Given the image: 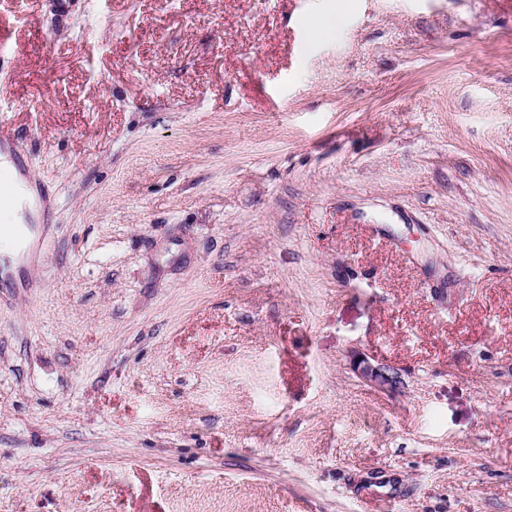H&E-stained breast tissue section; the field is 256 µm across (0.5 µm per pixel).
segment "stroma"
Returning a JSON list of instances; mask_svg holds the SVG:
<instances>
[{"label":"stroma","instance_id":"1","mask_svg":"<svg viewBox=\"0 0 512 512\" xmlns=\"http://www.w3.org/2000/svg\"><path fill=\"white\" fill-rule=\"evenodd\" d=\"M335 3L0 0V512H512V0ZM346 11L336 5L335 9L325 10L317 15L311 26V34L315 40H327L336 34L342 25ZM21 169L0 165V206L13 199L18 193H25V186L20 180ZM20 198L18 199L14 213H3L4 220L6 223L16 224V235L10 240H3L0 242V248L3 251L4 256H11V254H16L19 248L21 247L24 239L27 235V229L25 225L22 223V217L20 216ZM353 368L362 382L379 391L394 392L400 384L399 376L389 366L374 361L364 353L353 355Z\"/></svg>","mask_w":512,"mask_h":512}]
</instances>
